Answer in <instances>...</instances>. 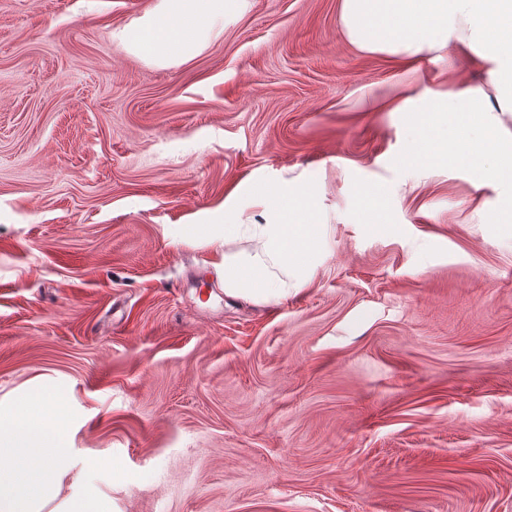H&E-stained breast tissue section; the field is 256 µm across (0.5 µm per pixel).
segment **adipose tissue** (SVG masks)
Segmentation results:
<instances>
[{
	"label": "adipose tissue",
	"mask_w": 512,
	"mask_h": 512,
	"mask_svg": "<svg viewBox=\"0 0 512 512\" xmlns=\"http://www.w3.org/2000/svg\"><path fill=\"white\" fill-rule=\"evenodd\" d=\"M247 0H158L115 32L129 54L167 67L199 55ZM344 40L412 73L405 87L373 88L365 105L400 116L411 139L399 164L451 168L475 188L495 185L488 211L512 226V0H338ZM476 67L460 75L457 57ZM366 231L390 232L389 189L361 188ZM324 209L310 176L257 180L202 215L195 239H221L216 265L225 295L270 303L308 283L323 256ZM254 242L253 251L238 249ZM77 413L60 377L44 374L0 396V512H118L101 474L111 459L77 448Z\"/></svg>",
	"instance_id": "adipose-tissue-1"
}]
</instances>
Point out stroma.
<instances>
[{
  "instance_id": "35a3bbf8",
  "label": "stroma",
  "mask_w": 512,
  "mask_h": 512,
  "mask_svg": "<svg viewBox=\"0 0 512 512\" xmlns=\"http://www.w3.org/2000/svg\"><path fill=\"white\" fill-rule=\"evenodd\" d=\"M157 0H0V396L59 373L120 512H512V232L495 198L400 167L365 112L400 70L337 0H250L158 67L114 31ZM320 176L310 284L226 296L198 216L258 175ZM386 183L395 233L359 224Z\"/></svg>"
}]
</instances>
